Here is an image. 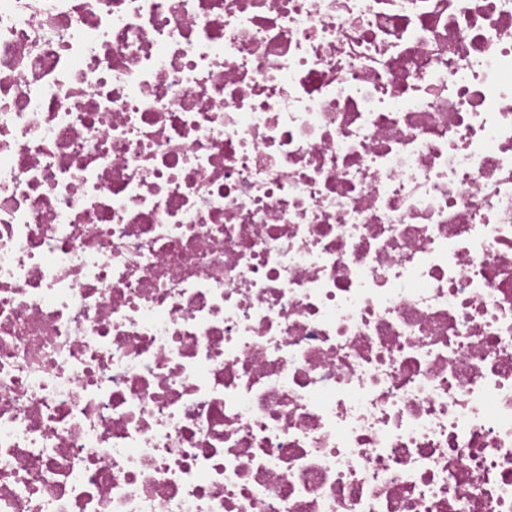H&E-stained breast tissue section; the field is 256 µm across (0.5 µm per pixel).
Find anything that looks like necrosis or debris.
<instances>
[{"label":"necrosis or debris","mask_w":512,"mask_h":512,"mask_svg":"<svg viewBox=\"0 0 512 512\" xmlns=\"http://www.w3.org/2000/svg\"><path fill=\"white\" fill-rule=\"evenodd\" d=\"M0 512H512V0H0Z\"/></svg>","instance_id":"obj_1"}]
</instances>
